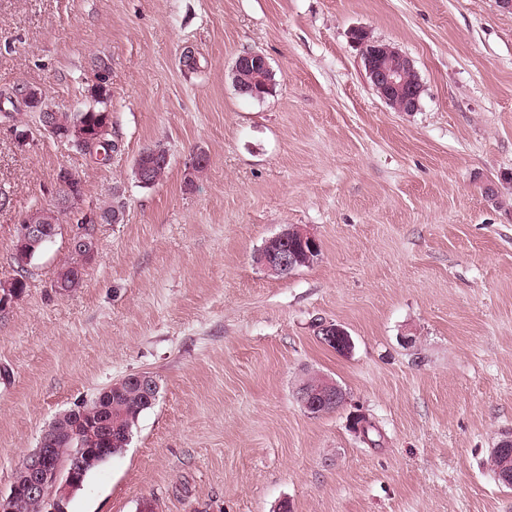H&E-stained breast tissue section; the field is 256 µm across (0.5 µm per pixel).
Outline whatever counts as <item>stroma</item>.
I'll use <instances>...</instances> for the list:
<instances>
[{
    "instance_id": "35a3bbf8",
    "label": "stroma",
    "mask_w": 512,
    "mask_h": 512,
    "mask_svg": "<svg viewBox=\"0 0 512 512\" xmlns=\"http://www.w3.org/2000/svg\"><path fill=\"white\" fill-rule=\"evenodd\" d=\"M410 56L421 108L369 87L350 33ZM192 47L196 68L183 65ZM262 53L264 97L240 96L236 58ZM109 60L112 159L101 163L18 112L0 122V282L15 227L49 206L56 172L95 228L77 290L53 284L59 234L0 311V493L61 412L136 372L160 396L122 454L91 471L69 512H512L483 461L512 433V12L496 0H0V93L91 105ZM164 181L134 178L143 148ZM207 167H191L197 153ZM317 262L279 277L256 256L285 226ZM350 339L339 353L321 324ZM340 408L306 412L307 375ZM380 432L365 443L357 418ZM317 379H318L317 375H313L310 377L308 375L300 383L298 390H297V395L304 388H313L314 389ZM318 385H319V387L314 389V391H312L310 389L305 390L300 397V403H301L303 409L305 411H307L308 413L312 414V412L315 411V414H312V415L320 414V412L319 413L316 412L317 410H319L318 406L320 404V402L315 399V397H317V396L321 397L323 400L328 399L329 401H331L332 404L336 403V408L339 407L340 405L344 404V402L346 401V394L333 381H331L327 378L321 377V381ZM335 409H332L330 404H326V405H323L320 410H324L328 413Z\"/></svg>"
}]
</instances>
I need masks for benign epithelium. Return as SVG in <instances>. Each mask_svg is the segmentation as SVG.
<instances>
[{
    "label": "benign epithelium",
    "instance_id": "obj_1",
    "mask_svg": "<svg viewBox=\"0 0 512 512\" xmlns=\"http://www.w3.org/2000/svg\"><path fill=\"white\" fill-rule=\"evenodd\" d=\"M363 67L368 83L379 97L397 112H415L420 107L419 92L422 89L418 72L413 60L390 42L373 40L370 50L364 53ZM269 69L266 57L259 52L240 55L233 66L234 86L241 95L254 97L262 95L261 74ZM103 130L95 133L82 123L78 124L67 138L70 143L82 144L85 153L99 157L102 152L98 146L102 141ZM169 155L154 152L137 159L140 184L150 183L152 169L157 165H166ZM57 184L62 192L57 194L56 207L61 216L76 214L86 224H101L107 218L84 207L81 184L77 182L71 169L64 167L58 171ZM293 237L304 244L314 247L317 239L307 230L295 226L282 230L271 238L283 246L275 249L268 247L259 252L261 266L269 272L286 276L296 269L299 262L298 252L288 248V237ZM15 239L21 243L37 245L48 239V232L39 224H19L16 226ZM321 332L337 349L344 350L349 345L347 333L334 325H322ZM329 400L338 406L346 401V394L333 381L323 378L319 387L306 390L300 397L303 409L309 413L318 410L316 397ZM25 479L28 491L42 501L43 512H66V504L76 482L82 476V463L68 468L59 462L51 448H36L26 455L18 466Z\"/></svg>",
    "mask_w": 512,
    "mask_h": 512
}]
</instances>
